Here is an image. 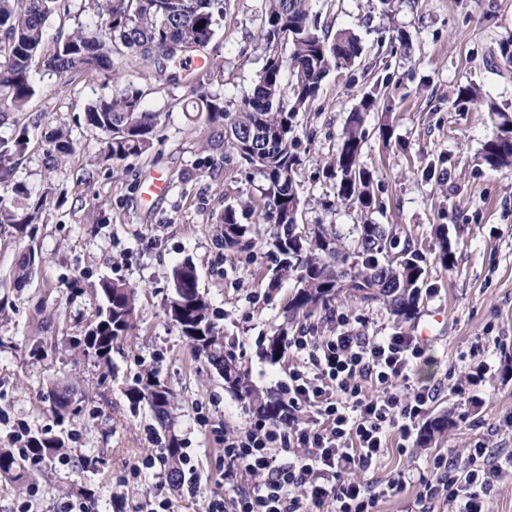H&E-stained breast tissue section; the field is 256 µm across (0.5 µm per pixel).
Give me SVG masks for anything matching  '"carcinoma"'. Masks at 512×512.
Listing matches in <instances>:
<instances>
[{
    "instance_id": "carcinoma-1",
    "label": "carcinoma",
    "mask_w": 512,
    "mask_h": 512,
    "mask_svg": "<svg viewBox=\"0 0 512 512\" xmlns=\"http://www.w3.org/2000/svg\"><path fill=\"white\" fill-rule=\"evenodd\" d=\"M91 22L72 28L60 25L47 39L52 17L71 14L72 0H0V112H25L39 92L34 76L55 73L63 78L75 74L104 73L118 80L123 67L144 68L162 77L170 64L180 60L171 45L210 42L217 20L224 17V0H82ZM288 39L290 53L278 52L274 35ZM261 34L266 42L265 61L249 93L232 107L224 95L209 86L224 77V62L210 58L194 75L192 110L206 113L209 126L224 129V162L245 159L250 170L264 180L259 218L272 225L268 245L278 263L266 281L272 292L281 280L295 277L296 290L285 306V320L317 308L325 309L340 296L362 302H387L395 316L407 320L420 298L419 282L424 273L417 253L408 244L397 248V234L384 224H364L353 247L342 243L334 228L297 223L300 197L295 181L299 158L294 127L299 112L319 96L332 71L352 67L363 53L359 36L351 29L330 30L320 24L309 8V0H265ZM458 99L487 107L496 121L495 136L482 148V160L492 169L512 168V113L486 101L480 89L465 85ZM375 104L373 96L362 100L350 114L336 160L327 169L335 180L336 195L344 206L362 209L376 205L370 190L373 174L362 164L366 139L364 113ZM85 124L103 136L101 155L105 162H122L151 152L158 139L161 115L144 106V91L128 83L110 94L88 100L82 108ZM252 132L240 139L237 132ZM30 142L23 128L9 137L0 136V166L14 165ZM48 158L59 162L75 152L66 125L59 123L44 132ZM48 204L44 195L25 206H0V224H9L29 234L32 224ZM252 209L228 206L218 220L219 240L224 250L249 251L253 241L241 223ZM174 294L167 315L179 335L193 350L224 375L227 385L258 414L278 415L279 401L262 394L240 370L233 355L224 350V336L217 327L211 303L198 287L196 270L185 261L173 271ZM101 297L95 319L88 325L85 353L108 361L115 340L129 335L136 324L137 287L103 279L95 288ZM288 327L264 339L262 356L275 360L285 354ZM134 403L144 402L160 425L167 426L172 393L150 371L138 376L126 390ZM51 410L59 422L72 414L68 390L55 388ZM31 447L51 457L66 450L59 435L31 433ZM26 466L11 448H0V481L18 482Z\"/></svg>"
}]
</instances>
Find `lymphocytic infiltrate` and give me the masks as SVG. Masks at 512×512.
<instances>
[{"label":"lymphocytic infiltrate","mask_w":512,"mask_h":512,"mask_svg":"<svg viewBox=\"0 0 512 512\" xmlns=\"http://www.w3.org/2000/svg\"><path fill=\"white\" fill-rule=\"evenodd\" d=\"M332 336L289 337L288 380L279 384L278 420L258 416L236 432L214 427L222 445L224 478L238 471L259 477L232 501L205 495L192 449L180 454V486L204 502L205 512H377L380 501L403 491L406 472L375 483L360 480L387 449L390 432L409 440L429 401L431 388L410 387L426 348L397 331L365 336L337 315ZM512 476V453L484 444L467 449L463 461L433 457L420 475L410 512H429L434 502L451 512H489V504Z\"/></svg>","instance_id":"obj_1"}]
</instances>
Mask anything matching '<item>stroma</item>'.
Instances as JSON below:
<instances>
[{
	"mask_svg": "<svg viewBox=\"0 0 512 512\" xmlns=\"http://www.w3.org/2000/svg\"><path fill=\"white\" fill-rule=\"evenodd\" d=\"M311 7L330 28L358 34L364 52L351 68L330 74L315 103L297 117L299 221L335 226L348 244L358 225H394L401 242L419 253L424 275L411 319L398 320L380 302L339 298L330 309L300 318L294 329L333 334L329 314L335 311L367 336L400 330L426 338L428 357L411 383L436 389L424 419L444 421L445 429L425 447L414 440L400 446L398 434H391L367 480L398 470L425 472L434 455L461 456L479 441L512 451V170L494 171L483 162L482 146L496 127L483 107L457 99L459 87L473 84L512 112V68L497 57L499 42L512 37V0H392L387 8L381 0H312ZM264 9L265 0H224V19L201 52L224 62L225 101L248 93L263 66ZM396 26L410 32V54L392 43ZM174 71L172 83L134 68L125 72L143 89L146 107L162 115L159 142L140 158L102 161L100 135L78 120L87 99L113 90L104 75H76L67 86L42 77L28 111L10 113L0 124V135L7 136L63 122L76 147L57 165L34 139L14 169L0 167V190L20 183L32 195L51 197L31 235L0 226V448L12 447V427L22 420L30 431L63 435L73 460L69 467L31 471L26 485L0 488V512H12L25 497L30 512H52L87 489L98 499V512H112L118 498L129 512H146L154 478L125 485L117 479L151 449L165 447L170 432L181 446L194 448L204 492L232 498L209 428L238 431L254 412L165 314L172 271L181 262L195 267L224 344L251 383L273 395L288 379L287 360L264 359L260 342L283 323L294 280L267 295L262 279L275 257L265 242L238 255L217 243L225 207L259 202L264 182L241 164H225L223 148L207 147L212 129L205 114L178 107L191 92L183 66ZM370 93L377 107L366 115L362 162L374 173L378 206L367 213L338 205L322 169L334 158L350 113ZM384 124L392 129L387 141L379 133ZM155 175L169 182L166 197L149 196ZM99 203L108 219L96 224L90 214ZM442 233L453 252L449 269L434 254ZM30 253L35 274L14 287L10 273ZM103 279L139 288L136 328L114 341L106 364L78 344L100 304L92 287ZM475 345L484 348L491 371L472 395H461L449 380L467 372ZM147 370L173 394L170 428H161L148 405H131L125 395ZM57 385L74 394L73 413L63 423L48 400ZM201 412L208 426L198 422ZM32 485L39 492L30 498Z\"/></svg>",
	"mask_w": 512,
	"mask_h": 512,
	"instance_id": "35a3bbf8",
	"label": "stroma"
}]
</instances>
